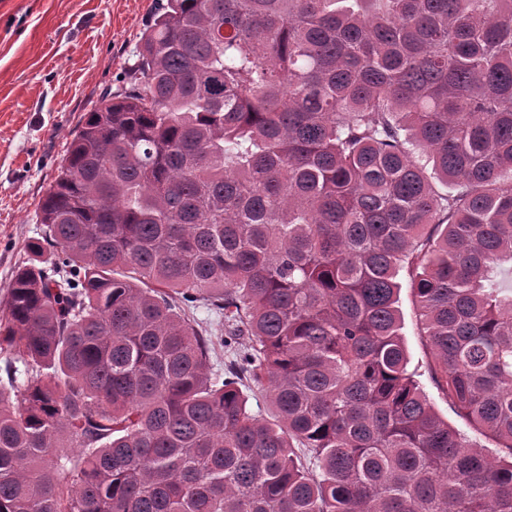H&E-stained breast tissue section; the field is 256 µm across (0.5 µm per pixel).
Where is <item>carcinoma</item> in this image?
Segmentation results:
<instances>
[{"label": "carcinoma", "instance_id": "carcinoma-1", "mask_svg": "<svg viewBox=\"0 0 512 512\" xmlns=\"http://www.w3.org/2000/svg\"><path fill=\"white\" fill-rule=\"evenodd\" d=\"M120 83L0 309V512H512V0H167ZM401 310L403 315V334L410 357V370H415L416 378L423 386L429 399L436 410L446 419L448 423L458 429L472 440H477L485 446L488 454L495 455L496 444L491 440L479 436L468 425L465 419L459 416L453 407L448 403L447 398L441 394L431 379L432 356L428 348L422 342L418 329V314L415 305L412 302L411 292L407 282H404L401 290Z\"/></svg>", "mask_w": 512, "mask_h": 512}]
</instances>
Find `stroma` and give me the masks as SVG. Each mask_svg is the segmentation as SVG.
Segmentation results:
<instances>
[{"mask_svg": "<svg viewBox=\"0 0 512 512\" xmlns=\"http://www.w3.org/2000/svg\"><path fill=\"white\" fill-rule=\"evenodd\" d=\"M156 0H0V303L26 244L39 237V203L85 112L136 60ZM410 367L436 410L473 430L431 379L432 356L409 289L401 291Z\"/></svg>", "mask_w": 512, "mask_h": 512, "instance_id": "obj_1", "label": "stroma"}]
</instances>
